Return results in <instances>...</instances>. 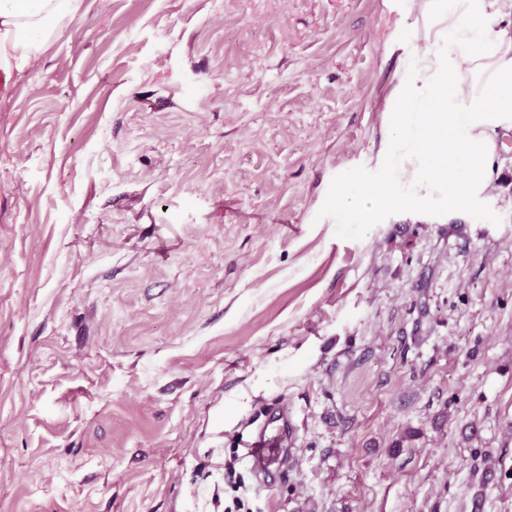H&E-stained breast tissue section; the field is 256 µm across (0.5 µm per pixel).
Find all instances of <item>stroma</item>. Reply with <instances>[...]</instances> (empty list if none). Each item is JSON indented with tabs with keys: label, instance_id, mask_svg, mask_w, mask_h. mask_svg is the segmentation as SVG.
Segmentation results:
<instances>
[{
	"label": "stroma",
	"instance_id": "1",
	"mask_svg": "<svg viewBox=\"0 0 512 512\" xmlns=\"http://www.w3.org/2000/svg\"><path fill=\"white\" fill-rule=\"evenodd\" d=\"M411 0H89L0 100V512H512V131L381 174ZM287 410L268 487L239 444Z\"/></svg>",
	"mask_w": 512,
	"mask_h": 512
}]
</instances>
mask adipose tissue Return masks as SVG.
I'll list each match as a JSON object with an SVG mask.
<instances>
[{
  "mask_svg": "<svg viewBox=\"0 0 512 512\" xmlns=\"http://www.w3.org/2000/svg\"><path fill=\"white\" fill-rule=\"evenodd\" d=\"M84 3L0 0V98ZM511 15L512 0H425L424 43L412 47L409 78L395 97L384 173L361 190L341 188L338 209L372 224L401 204L456 210L485 193L497 133L512 130ZM401 184L410 193L400 203Z\"/></svg>",
  "mask_w": 512,
  "mask_h": 512,
  "instance_id": "1",
  "label": "adipose tissue"
}]
</instances>
